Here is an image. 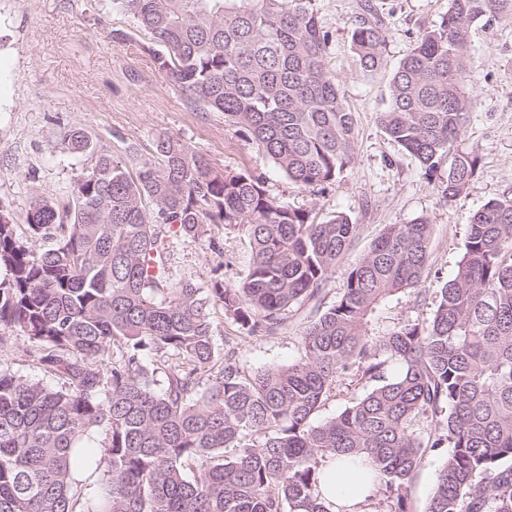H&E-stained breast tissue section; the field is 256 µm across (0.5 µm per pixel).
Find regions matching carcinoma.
I'll return each instance as SVG.
<instances>
[{"label": "carcinoma", "instance_id": "carcinoma-1", "mask_svg": "<svg viewBox=\"0 0 512 512\" xmlns=\"http://www.w3.org/2000/svg\"><path fill=\"white\" fill-rule=\"evenodd\" d=\"M113 5L152 35L143 52L191 103L224 113L289 180L329 184L354 159L355 118L326 69L313 0ZM509 13L512 0H450L392 73L380 126L426 174L447 167L444 199L476 171L475 150L459 148L475 105L467 30ZM385 38L362 4L351 31L360 69L383 67ZM61 137L91 165L68 204L32 203L30 237L50 245L35 249L0 211V329L26 337L56 381L0 369V512H333L319 484L338 457L406 512L426 449L445 446L426 512H512V198L472 216L431 321L381 334L372 316L392 296L426 299V220L388 226L324 310L356 234L347 216L317 222L175 137L156 140L160 166L135 178L86 130ZM210 224L248 235L236 288L170 278L164 228L195 238ZM303 303L312 320L295 363L249 372L215 345L212 304L265 335ZM344 382L372 387L315 422Z\"/></svg>", "mask_w": 512, "mask_h": 512}]
</instances>
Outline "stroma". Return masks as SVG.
<instances>
[{"instance_id":"35a3bbf8","label":"stroma","mask_w":512,"mask_h":512,"mask_svg":"<svg viewBox=\"0 0 512 512\" xmlns=\"http://www.w3.org/2000/svg\"><path fill=\"white\" fill-rule=\"evenodd\" d=\"M359 0H313L321 27L329 34L325 65L354 112V160L321 192L291 180L223 113L190 105L179 88L142 51L151 35L112 0H0V210L10 214L19 236H27V214L35 199L65 204L84 161L70 154L59 135L81 127L107 148L113 159L137 172L153 161L158 137L173 136L209 159L219 172L247 173L265 183L268 194L294 209L313 212L317 221L336 214L357 226L343 260L328 281L326 304L339 296L348 272L372 242L392 224L423 219L431 226L427 298L399 295L377 313V330L412 321L428 323L436 295L453 277L464 253L468 224L487 201L512 196V15L485 17L466 38L472 57L467 84L476 100L461 136L474 149L476 173L458 196L445 200L438 176L426 175L417 161L383 134L378 116L388 103L390 76L421 34L437 26L448 0H370L384 22V68L359 69L351 49V24ZM129 38L115 43L112 33ZM173 280L206 289L215 280L236 287L245 277L251 248L244 231L210 225L206 235L188 238L168 232ZM219 250H212V243ZM310 304L290 313L271 336L248 334L225 315L210 310L217 344L235 347L250 372L297 362ZM446 449L426 452L409 489L407 512H424Z\"/></svg>"}]
</instances>
